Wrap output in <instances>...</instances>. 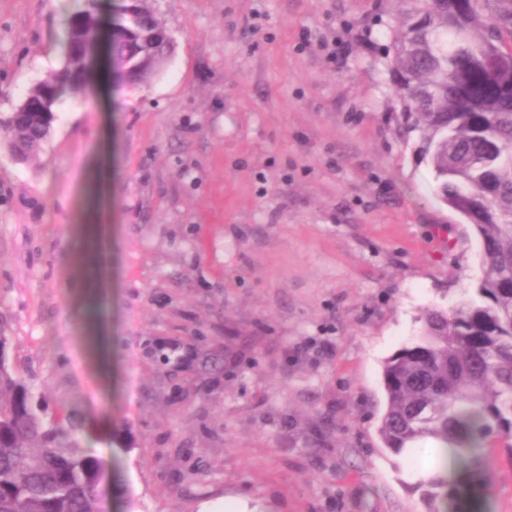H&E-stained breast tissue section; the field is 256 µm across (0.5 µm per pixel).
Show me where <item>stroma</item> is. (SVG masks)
Listing matches in <instances>:
<instances>
[{
  "mask_svg": "<svg viewBox=\"0 0 512 512\" xmlns=\"http://www.w3.org/2000/svg\"><path fill=\"white\" fill-rule=\"evenodd\" d=\"M126 0H0V114L68 20ZM148 83L104 54L28 162L0 135V317L49 412L77 409L107 512H425L378 426L384 361L479 278L473 228L402 137L382 60L401 0H152ZM512 512V464L483 451Z\"/></svg>",
  "mask_w": 512,
  "mask_h": 512,
  "instance_id": "1",
  "label": "stroma"
}]
</instances>
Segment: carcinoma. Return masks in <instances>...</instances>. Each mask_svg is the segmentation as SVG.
Returning a JSON list of instances; mask_svg holds the SVG:
<instances>
[{
	"label": "carcinoma",
	"mask_w": 512,
	"mask_h": 512,
	"mask_svg": "<svg viewBox=\"0 0 512 512\" xmlns=\"http://www.w3.org/2000/svg\"><path fill=\"white\" fill-rule=\"evenodd\" d=\"M389 32L386 66L403 133L431 169L441 200L463 215L481 245L483 275L454 311L427 309L422 331L382 368L386 407L379 434L399 455L433 439L450 450L408 484L426 506L488 487L482 449L512 459V0H404ZM162 32L147 0L133 5ZM112 45L94 14L69 25L62 68L30 90L55 106L83 79L88 32ZM13 156L27 160L52 126L37 116L9 128ZM73 410L47 415L30 387L0 360V512H101L99 458L82 445Z\"/></svg>",
	"instance_id": "carcinoma-1"
}]
</instances>
